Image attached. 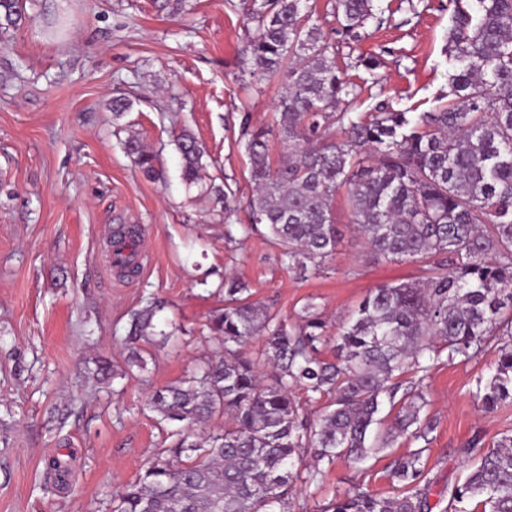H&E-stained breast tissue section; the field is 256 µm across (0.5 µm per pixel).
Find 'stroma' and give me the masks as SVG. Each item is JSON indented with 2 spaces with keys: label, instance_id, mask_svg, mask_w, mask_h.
Here are the masks:
<instances>
[{
  "label": "stroma",
  "instance_id": "stroma-1",
  "mask_svg": "<svg viewBox=\"0 0 512 512\" xmlns=\"http://www.w3.org/2000/svg\"><path fill=\"white\" fill-rule=\"evenodd\" d=\"M333 2L307 6L360 87L347 111L448 102V0H375V20L354 40L334 33ZM27 12L19 30L0 33V512H112L113 492L167 444L147 396L220 350L206 323L224 306L225 275L284 317L315 298L333 327L373 288L415 280L419 265L366 259L342 191L340 242L320 269L280 265L260 232L225 242L224 213L182 182L174 139L186 127L204 143L210 178L236 189L245 220L253 187L242 124L273 127L284 85L251 78L248 26L229 0H29ZM371 54L382 60L372 72L357 64ZM117 96L131 102L118 121ZM131 136L156 153L164 180L144 178L123 147ZM121 225L140 227L149 255L132 276L108 253ZM152 298L164 303L156 324L170 342L148 347L134 376L99 380V358L123 366L129 314ZM495 359L444 364L426 381L431 512H444L448 487L464 480L472 439L512 433V406L486 414L474 398ZM413 447L401 438L363 465L339 461L299 486L295 504L359 485L392 495L390 464ZM55 457L71 462L61 481L48 468Z\"/></svg>",
  "mask_w": 512,
  "mask_h": 512
}]
</instances>
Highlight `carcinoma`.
<instances>
[{
	"mask_svg": "<svg viewBox=\"0 0 512 512\" xmlns=\"http://www.w3.org/2000/svg\"><path fill=\"white\" fill-rule=\"evenodd\" d=\"M452 2L449 102L418 113L384 100L355 115L336 111L358 85L342 76L306 0H241L258 75L285 77L276 114L288 159L272 163L269 129L246 132L249 223H230V184L209 190L224 204L225 239L263 224L280 263L304 270L336 248L332 203L344 188L366 256L417 262L420 279L371 290L330 334L315 298L292 322L224 277V308L209 323L224 353L148 396L154 418L180 430L137 481L113 493L112 512H293L297 483H317L322 468L363 463L399 436L428 441L422 389L432 370L491 347L497 360L477 403L485 413L512 405V0ZM26 4L0 0V28L19 26ZM332 16L355 39L374 18V0H334ZM175 146L181 179L202 183L203 144L184 128ZM127 149L146 178H163L154 153L134 138ZM157 313L151 303L131 315L123 374L143 368L141 345L168 339ZM321 402L310 418L306 405ZM385 402L394 416L380 435ZM217 418L224 426H213ZM423 452L394 460L400 493L357 487L312 512H427ZM307 453L322 468H307ZM467 454L472 465L448 489L449 512H512V435L487 448L475 439Z\"/></svg>",
	"mask_w": 512,
	"mask_h": 512,
	"instance_id": "1",
	"label": "carcinoma"
}]
</instances>
